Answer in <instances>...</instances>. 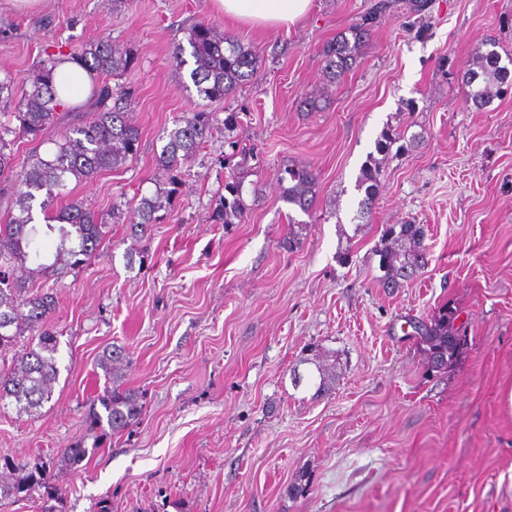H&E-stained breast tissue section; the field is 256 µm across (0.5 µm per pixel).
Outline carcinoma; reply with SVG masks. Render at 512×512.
Wrapping results in <instances>:
<instances>
[{
  "mask_svg": "<svg viewBox=\"0 0 512 512\" xmlns=\"http://www.w3.org/2000/svg\"><path fill=\"white\" fill-rule=\"evenodd\" d=\"M371 18L355 22L322 48L327 80L338 82L357 63L362 45L370 36ZM187 45L177 44L173 61L177 68L186 64L185 48H190L192 68L189 78L197 96L210 103H222L242 84L252 81L259 70V56L252 46L228 37L210 22H197L185 28ZM491 49L476 56L474 67L463 72L461 84L467 102L481 110L491 98L511 87L512 71L500 64L501 56ZM45 57L22 82L10 75L0 79V100L16 102L12 113L16 125L0 123V177L7 179L12 206L0 224V404L15 405L18 414L32 415L52 398L57 377L56 354L58 335L49 327L58 299L54 290H31L34 273L59 283L72 271L85 265L98 250L105 235L106 224L68 190L92 180L105 169L117 170L138 158L141 133L128 118L130 92L116 91L107 82L112 76L128 71L133 51L108 40L93 39L65 52L62 47L44 51ZM64 62H75L93 72L88 112H74L56 100L54 82L56 68ZM239 116L224 113V119L206 110L190 112L175 121L174 127L163 131L166 143L155 155V166L164 173V181L152 197H142L134 207L130 225L134 233H144L150 224L161 219L158 212L171 208L180 183L181 167L193 159L200 148L224 129V167L231 173L224 181V195L211 211L215 224H238L249 210L244 199V170L250 152L238 137ZM59 128L54 148L44 155L38 147L31 148L24 158L16 156L14 146L20 140L32 142L45 137L51 128ZM383 174L382 162L367 156L361 165L356 187L364 190L359 217L370 214L376 190ZM288 182L282 199L307 214L313 207L318 181L317 172L308 167H286L280 182ZM47 219V232L54 233L58 245L49 264L38 270L28 267L39 256L35 248L37 229L33 225L34 207ZM425 231L421 224L403 223L386 227L375 247L379 269L383 271V287L395 290L416 278L428 263L424 245ZM453 311L444 306L427 320L412 323L414 337L424 345L428 370L442 373L451 365L461 345V337L453 329ZM28 336L24 351L11 360L5 352L18 340ZM122 352H103L99 366L106 377L114 372V363ZM101 405L104 414L95 406ZM142 413L136 394L112 388L90 403V429L109 428L118 434L130 427ZM93 452L80 442L63 450L60 462L73 467ZM41 499V512H56L54 502L62 493L50 482L49 467L36 469L30 462L0 456V509L34 496Z\"/></svg>",
  "mask_w": 512,
  "mask_h": 512,
  "instance_id": "obj_1",
  "label": "carcinoma"
}]
</instances>
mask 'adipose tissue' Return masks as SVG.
Returning a JSON list of instances; mask_svg holds the SVG:
<instances>
[{
  "mask_svg": "<svg viewBox=\"0 0 512 512\" xmlns=\"http://www.w3.org/2000/svg\"><path fill=\"white\" fill-rule=\"evenodd\" d=\"M314 0H215L217 10L234 22L290 27L310 12Z\"/></svg>",
  "mask_w": 512,
  "mask_h": 512,
  "instance_id": "adipose-tissue-1",
  "label": "adipose tissue"
}]
</instances>
